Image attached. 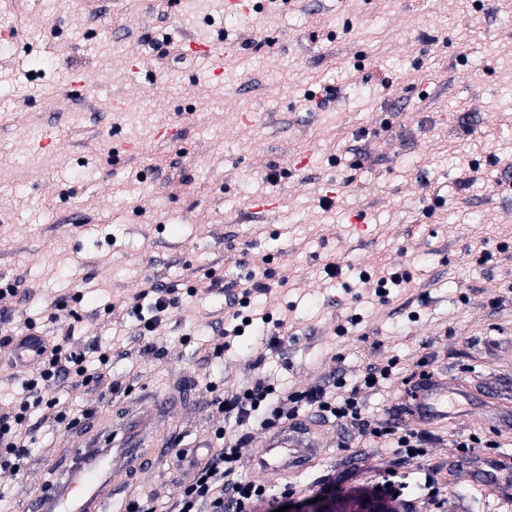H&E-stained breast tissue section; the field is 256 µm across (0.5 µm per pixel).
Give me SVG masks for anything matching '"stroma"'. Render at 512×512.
<instances>
[{
    "instance_id": "35a3bbf8",
    "label": "stroma",
    "mask_w": 512,
    "mask_h": 512,
    "mask_svg": "<svg viewBox=\"0 0 512 512\" xmlns=\"http://www.w3.org/2000/svg\"><path fill=\"white\" fill-rule=\"evenodd\" d=\"M2 30L0 280L19 283L10 324L86 345L122 335L130 351L112 360V394L56 389L74 415L96 429L100 408L119 419L147 387L179 398L176 422L159 431H178L188 446L211 424L208 387L264 376L303 391L339 373L366 413L382 416L424 360L481 388L436 454L387 456L389 480L415 512H512L495 483L512 476V349L503 344L512 340V9L272 0L232 16L224 0H96L90 11L81 0H0ZM187 35L223 40L222 74L153 44ZM133 56L152 72L129 69ZM74 68L88 78L78 96L68 88ZM314 94L326 104L312 105ZM164 124L179 128L176 142L156 140ZM45 126L49 148L30 135ZM304 147L311 164L299 170ZM268 198L273 209L255 211ZM365 268L411 280L382 300L359 281ZM157 273L185 291L208 277L215 286L185 294L143 355L125 300ZM252 273L273 281L252 304L285 311L293 337L261 359L244 336L203 362L201 346L224 318V285ZM423 292L429 302L410 319ZM60 298L69 313L49 322ZM371 362L394 368L365 389ZM473 435L488 443L489 471L456 447ZM84 439L36 433L14 500L36 492L45 461ZM328 474L348 487L374 477L367 457L326 433L288 480L311 486ZM183 477L176 463L163 475L138 470L129 484L149 512H164ZM434 477L452 495L448 508L429 504Z\"/></svg>"
}]
</instances>
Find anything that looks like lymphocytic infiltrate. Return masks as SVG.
Wrapping results in <instances>:
<instances>
[{"mask_svg":"<svg viewBox=\"0 0 512 512\" xmlns=\"http://www.w3.org/2000/svg\"><path fill=\"white\" fill-rule=\"evenodd\" d=\"M264 286V280L252 277L227 292L228 321L215 327L216 336L210 345L213 354L230 349L234 339L248 330L259 337L262 347L282 346L288 331L285 319L273 316L251 328L245 323L244 310L250 295ZM178 302L175 288L162 276L146 279L132 305L134 313L141 316L137 334L145 339L143 351H152L148 338L154 333V325L161 323ZM49 345L48 357L24 381L25 400L12 408H0V486L17 478L31 454L20 430L30 406L39 407L41 427L52 431L66 420L67 410L51 397V389L90 386L105 394L119 385L109 366L111 351L99 354L100 367L90 373L83 365L84 351L70 338L50 340ZM332 384L338 388V395H328L323 388L281 392L262 378L241 390L212 391L211 428L224 444L210 449L204 464L193 466L167 512H274L277 500L293 498L295 486L283 484L275 495L267 480L244 470L245 464L256 457L251 447L255 434H267L275 424L285 421L304 418L313 427L330 424L360 437L369 435L388 443L393 453L404 458L423 457L435 448L437 441L426 425L406 426L389 414L368 416L356 392H344L342 378H334Z\"/></svg>","mask_w":512,"mask_h":512,"instance_id":"lymphocytic-infiltrate-1","label":"lymphocytic infiltrate"}]
</instances>
